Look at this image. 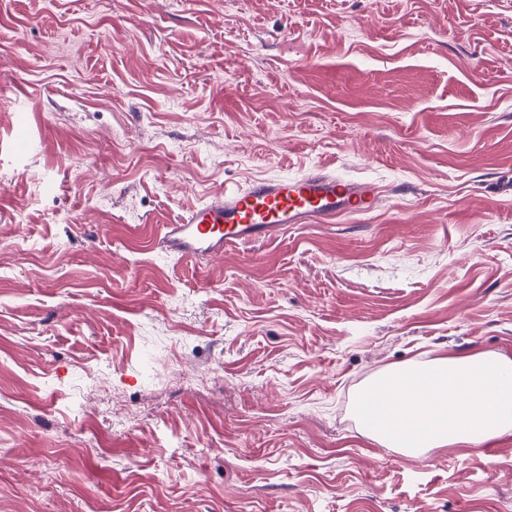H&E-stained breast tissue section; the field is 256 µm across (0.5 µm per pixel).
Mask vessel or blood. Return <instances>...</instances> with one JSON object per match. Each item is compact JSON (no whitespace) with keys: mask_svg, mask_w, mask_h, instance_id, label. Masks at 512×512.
Instances as JSON below:
<instances>
[{"mask_svg":"<svg viewBox=\"0 0 512 512\" xmlns=\"http://www.w3.org/2000/svg\"><path fill=\"white\" fill-rule=\"evenodd\" d=\"M381 188L318 169L298 177L256 178L225 189L170 224L153 227L152 240L180 258H217L227 247L273 240L300 224H332L376 210Z\"/></svg>","mask_w":512,"mask_h":512,"instance_id":"obj_1","label":"vessel or blood"}]
</instances>
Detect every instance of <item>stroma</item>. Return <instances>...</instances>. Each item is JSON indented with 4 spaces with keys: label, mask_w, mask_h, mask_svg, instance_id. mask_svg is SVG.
<instances>
[{
    "label": "stroma",
    "mask_w": 512,
    "mask_h": 512,
    "mask_svg": "<svg viewBox=\"0 0 512 512\" xmlns=\"http://www.w3.org/2000/svg\"><path fill=\"white\" fill-rule=\"evenodd\" d=\"M320 167L382 207L151 244ZM481 351L512 355V0H0V512H512V434L415 457L354 414Z\"/></svg>",
    "instance_id": "stroma-1"
}]
</instances>
